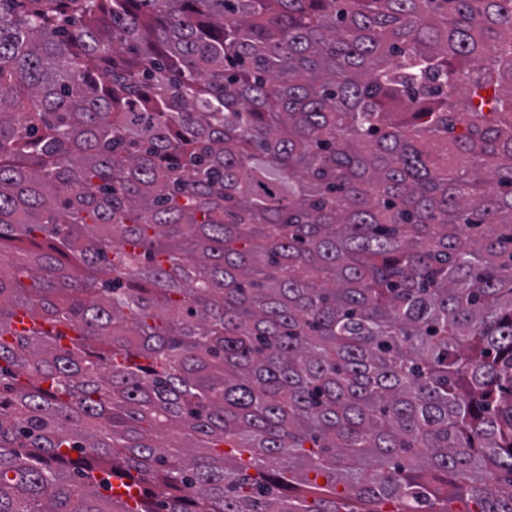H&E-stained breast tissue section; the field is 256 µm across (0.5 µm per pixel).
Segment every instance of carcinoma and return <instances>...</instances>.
<instances>
[{"mask_svg": "<svg viewBox=\"0 0 512 512\" xmlns=\"http://www.w3.org/2000/svg\"><path fill=\"white\" fill-rule=\"evenodd\" d=\"M0 512H512V0H0Z\"/></svg>", "mask_w": 512, "mask_h": 512, "instance_id": "carcinoma-1", "label": "carcinoma"}]
</instances>
